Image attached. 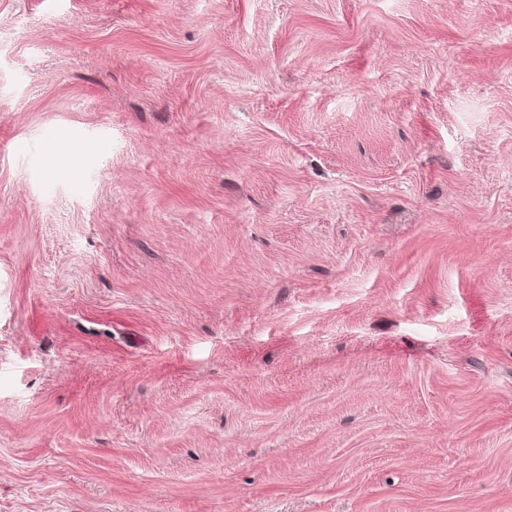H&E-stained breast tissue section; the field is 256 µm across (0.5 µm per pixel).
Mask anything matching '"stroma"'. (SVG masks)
Returning <instances> with one entry per match:
<instances>
[{
    "label": "stroma",
    "instance_id": "obj_1",
    "mask_svg": "<svg viewBox=\"0 0 512 512\" xmlns=\"http://www.w3.org/2000/svg\"><path fill=\"white\" fill-rule=\"evenodd\" d=\"M0 512H512V0H0Z\"/></svg>",
    "mask_w": 512,
    "mask_h": 512
}]
</instances>
